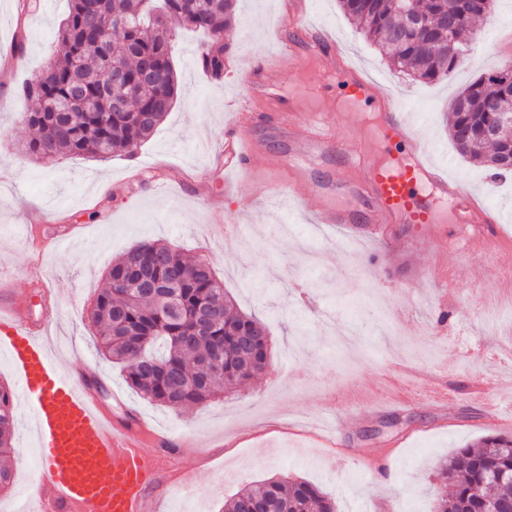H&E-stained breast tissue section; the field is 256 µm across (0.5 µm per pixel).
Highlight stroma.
Instances as JSON below:
<instances>
[{
  "instance_id": "35a3bbf8",
  "label": "stroma",
  "mask_w": 512,
  "mask_h": 512,
  "mask_svg": "<svg viewBox=\"0 0 512 512\" xmlns=\"http://www.w3.org/2000/svg\"><path fill=\"white\" fill-rule=\"evenodd\" d=\"M18 4L0 0V62L7 66L0 78V282L65 344L63 367L99 378L108 410L134 413L151 432L188 444L184 481L167 490L174 512H222L236 490L272 477L317 485L338 512H380L388 504L393 512H434L440 462L482 437L512 434V361L497 358L501 343L512 340V322L485 316L497 302L489 285L500 273L467 226L435 224L427 233L398 226L385 239H353L339 225L311 223L315 198L278 195L293 160L323 188L327 206L359 219L364 207L344 183L349 153L403 156L402 146L375 133L374 108L337 117L336 89L322 87L321 64L289 71L282 40L301 16L337 40L346 63L384 80L393 104L410 112L419 143L498 212L502 242L512 247V177L493 183L484 166L462 157L447 121L459 90L512 56V0H497L478 24L483 39L473 53L433 83L394 70L338 0H237L221 77L201 66L206 35L174 29L178 98L134 157L52 162L20 150L31 131L19 91L50 61L63 60L57 32L67 0H37L30 12ZM261 66L279 75L298 111L319 108L346 150L305 145L300 127L288 134L258 123L248 130L258 145L250 171L225 169L224 130ZM243 181L249 192H238ZM434 235L447 241L449 288L423 275L435 258ZM143 240L207 261L237 308L268 323L271 360L263 374L179 412L127 385L120 365L97 350L88 314L113 260ZM438 379L447 388L444 403L429 396ZM490 400L504 405L498 419L487 413ZM16 415L13 479L0 491V512H13L39 475L31 412L20 404ZM322 421L336 431V444L324 440ZM375 457L385 461L379 475L365 466Z\"/></svg>"
}]
</instances>
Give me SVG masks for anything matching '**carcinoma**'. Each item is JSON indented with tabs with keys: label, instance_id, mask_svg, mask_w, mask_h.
Here are the masks:
<instances>
[{
	"label": "carcinoma",
	"instance_id": "1",
	"mask_svg": "<svg viewBox=\"0 0 512 512\" xmlns=\"http://www.w3.org/2000/svg\"><path fill=\"white\" fill-rule=\"evenodd\" d=\"M366 40L391 49L400 72L425 83L439 81L469 50L464 34L481 18L470 0H415L430 24L409 29L395 0H339ZM208 34L201 61L218 77L224 70V29L235 23V0H163L149 10L144 0H107L104 10H88L85 0H68L58 30L67 57L50 65L39 82H27L22 97L31 103L25 122L36 135L24 152L37 159L59 155L107 157L135 154L171 111L177 76L172 64L170 21ZM112 53L100 59L93 45ZM151 61L163 72L159 84L140 86L116 110L100 93L106 68L135 78ZM79 90L85 105L72 103ZM495 101L512 112V66L479 76L451 106L449 135L473 163L502 168L512 140L488 141L486 128L498 121L487 110ZM96 344L123 364L128 385L161 405L182 409L205 404L263 373L270 359L267 325L234 311L210 266L160 241H145L123 252L106 274L89 312ZM16 413L10 391L0 388V455L13 449ZM451 493L437 499L435 512H485L487 503L512 497V435H490L460 449L441 465ZM260 500L267 512H338L336 501L302 480L270 479L244 487L224 502V512H246Z\"/></svg>",
	"mask_w": 512,
	"mask_h": 512
}]
</instances>
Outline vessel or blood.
Listing matches in <instances>:
<instances>
[{"mask_svg":"<svg viewBox=\"0 0 512 512\" xmlns=\"http://www.w3.org/2000/svg\"><path fill=\"white\" fill-rule=\"evenodd\" d=\"M292 31L288 46L302 48L303 53L289 58V65L299 69L307 59L317 58L328 72L342 74L340 106L389 100L384 83L363 75L358 67L336 62L326 35L300 22L293 24ZM277 88L272 71H256L249 104L238 115L239 124L250 121L252 104L276 99ZM279 119L291 128L304 124L307 141L321 145L332 141L321 113L305 118L284 108ZM378 126L389 140L412 137V122L405 112L387 109L379 114ZM256 149L243 135H229L224 141L225 166L246 168ZM356 192L369 211V224L357 228L358 237L384 236L397 224L441 223L437 204L446 200L455 223L470 227L472 238L485 244L501 269H512V252L499 248L497 214L485 208L475 193L450 180L446 163L431 162L421 146H414L403 162L369 165ZM43 329L42 322L17 313L0 334V348L6 349L34 416L43 479L31 486L30 501L38 504L40 512H161L154 489L174 478L180 448L167 439L149 436L140 419L122 420L107 411L85 380L60 366L53 346L42 337Z\"/></svg>","mask_w":512,"mask_h":512,"instance_id":"vessel-or-blood-1","label":"vessel or blood"}]
</instances>
